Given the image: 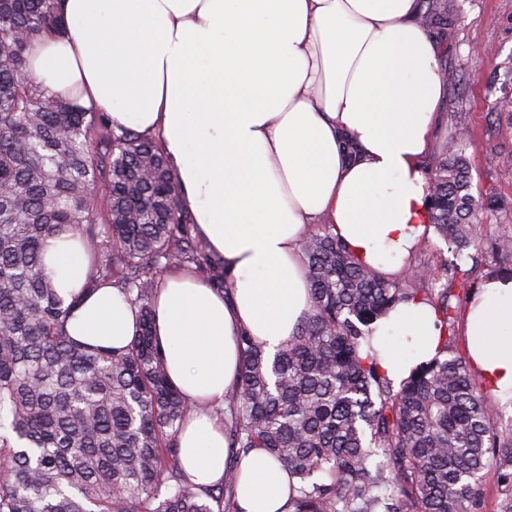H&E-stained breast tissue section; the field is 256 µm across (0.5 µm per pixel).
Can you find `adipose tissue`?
I'll return each mask as SVG.
<instances>
[{
  "mask_svg": "<svg viewBox=\"0 0 512 512\" xmlns=\"http://www.w3.org/2000/svg\"><path fill=\"white\" fill-rule=\"evenodd\" d=\"M64 32L30 50L50 94L110 115L160 145L180 202L222 256L221 293L189 271L166 274L155 334L168 374L205 403L179 435L196 486L228 457L215 409L239 377L241 333L274 354L311 310L301 243L331 225L353 258L387 274L432 234L423 161L448 95L443 45L421 0H62ZM44 264L63 297L82 294L67 332L121 348L138 310L120 289L84 293L91 262L73 233L49 239ZM485 392L512 402V278L487 280L463 316ZM434 309L401 303L371 347L395 382L435 356ZM242 512H287V470L255 450L239 462Z\"/></svg>",
  "mask_w": 512,
  "mask_h": 512,
  "instance_id": "adipose-tissue-1",
  "label": "adipose tissue"
}]
</instances>
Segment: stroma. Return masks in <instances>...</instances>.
<instances>
[{
	"label": "stroma",
	"instance_id": "stroma-1",
	"mask_svg": "<svg viewBox=\"0 0 512 512\" xmlns=\"http://www.w3.org/2000/svg\"><path fill=\"white\" fill-rule=\"evenodd\" d=\"M452 28L439 29L446 47L439 65L455 88L443 105V139L465 136L472 173V192L486 201L480 219L487 240L512 235V109L499 105L503 95L512 96V84L503 74L512 67V0H452ZM434 266L459 263L468 270L472 288L487 276L512 267V259L488 256L472 267L459 258L439 236H432L416 251Z\"/></svg>",
	"mask_w": 512,
	"mask_h": 512
}]
</instances>
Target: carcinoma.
Here are the masks:
<instances>
[{
    "mask_svg": "<svg viewBox=\"0 0 512 512\" xmlns=\"http://www.w3.org/2000/svg\"><path fill=\"white\" fill-rule=\"evenodd\" d=\"M60 0H0V512H241L237 459L262 449L298 486L288 512H480L482 473L506 487L512 512V423L453 348L467 304L458 265L437 285L405 261L386 276L358 263L328 224L303 239L312 311L274 359L239 337V380L224 395L231 456L221 484L182 476L178 434L203 405L169 378L154 335L162 275L194 265L228 292L223 263L180 204L157 143L47 94L28 68L41 36L62 32ZM423 19L449 17L448 0H422ZM434 231L473 265L483 260L482 203L472 194L463 139L428 171ZM68 229L92 258L86 290L120 288L139 325L122 348L67 335L79 297L45 273L47 240ZM455 296L457 303L449 302ZM420 298L441 319L436 356L399 385L364 353L373 323Z\"/></svg>",
    "mask_w": 512,
    "mask_h": 512,
    "instance_id": "obj_1",
    "label": "carcinoma"
}]
</instances>
